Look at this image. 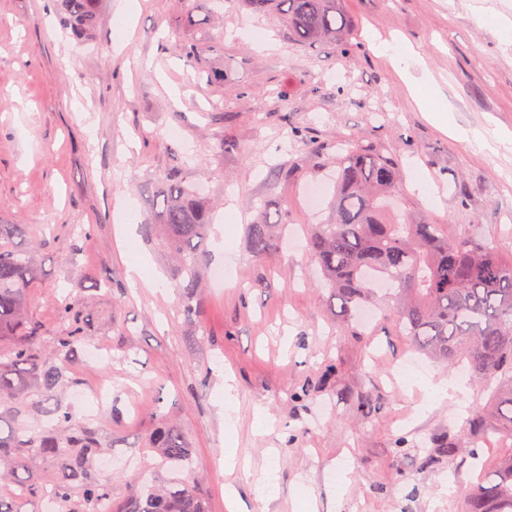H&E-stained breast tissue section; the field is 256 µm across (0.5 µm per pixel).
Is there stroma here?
Segmentation results:
<instances>
[{
  "instance_id": "obj_1",
  "label": "stroma",
  "mask_w": 512,
  "mask_h": 512,
  "mask_svg": "<svg viewBox=\"0 0 512 512\" xmlns=\"http://www.w3.org/2000/svg\"><path fill=\"white\" fill-rule=\"evenodd\" d=\"M125 2L103 0L96 43L79 45L52 0H0V220L19 225L10 244L38 271L26 313L40 356H52L67 328L65 301L83 327L64 387L23 419L45 426L61 406L72 425L94 428L103 455L122 462L91 470L117 501L152 463L148 436L166 421L191 450L207 512H238L229 488L247 512H460L478 478L474 461L494 462L502 448L494 433L452 457L438 446L488 407V391L397 335L388 308L362 327L338 316L307 238L331 216L337 149L355 140L399 163L402 210L512 259V142L491 150L474 138L512 135V41L487 20L512 19V0H340L361 49L348 66L339 44H294L278 12L235 0H136L121 37L114 21ZM191 15L198 25H187ZM256 37L275 50L257 52ZM383 40L413 47L414 74L430 76L441 98L417 105L405 75L379 54ZM178 41L209 51L190 66ZM215 67L223 84L206 80ZM443 107L444 126L432 118ZM171 127L180 139L167 136ZM297 128L310 141L296 140ZM176 166L205 185L233 250L230 278L218 280L205 242L207 278L189 316L162 241L144 229ZM312 186L322 191L315 208L305 198ZM128 200L136 221L125 228L115 213ZM231 204L239 218L230 223ZM260 215L281 225L282 240L256 259L247 226ZM122 240L161 288L129 286ZM410 361L422 378L453 381L454 398L431 404L416 385L394 383ZM228 374L238 397L230 411L219 405ZM107 379L108 404L74 401ZM258 407L271 420L262 431ZM429 452L433 463L417 465ZM269 474L272 491L257 492Z\"/></svg>"
}]
</instances>
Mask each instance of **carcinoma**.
I'll return each mask as SVG.
<instances>
[{
	"instance_id": "cac0c4a2",
	"label": "carcinoma",
	"mask_w": 512,
	"mask_h": 512,
	"mask_svg": "<svg viewBox=\"0 0 512 512\" xmlns=\"http://www.w3.org/2000/svg\"><path fill=\"white\" fill-rule=\"evenodd\" d=\"M63 27L80 42H92L100 26L99 0H57ZM257 13L278 7L297 45L333 40L342 57L353 60L356 46L346 40L351 29L339 0H242ZM402 190L398 163L390 156L351 143L336 159L333 218L315 225L309 250L326 287L332 289L342 317L380 300L394 303L398 333L442 364L464 365L491 389V414L476 411L465 438L474 442L489 430L498 432L503 450L494 467L482 474L467 496L464 512H512V260L473 237L449 239L437 224L390 220L388 203ZM156 207L155 223L164 245L175 254L173 276L185 289L183 311L192 313L194 288L202 277V249L212 214L182 171L173 170ZM252 255L262 258L276 248L274 225L249 226ZM34 269L23 251L0 248V337L17 341L0 360V399L25 402L29 391L53 392L66 377L70 357L80 341L75 305L61 308L69 329L56 338L51 360H40L35 337L24 332L22 312ZM56 422L41 430L25 428L11 412L0 413V478L23 495L38 498L42 488L26 478L39 460L60 461L52 496L62 512H206L196 490L190 449L170 423L149 437L161 465L176 475L159 484L137 478L120 501L112 489L94 479L90 465L101 452L95 431L69 429V411L55 410Z\"/></svg>"
}]
</instances>
